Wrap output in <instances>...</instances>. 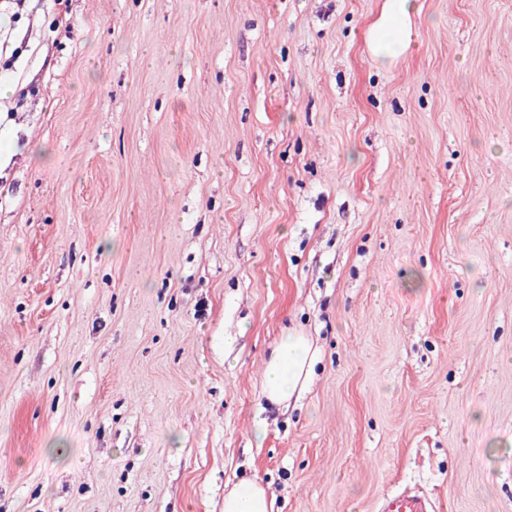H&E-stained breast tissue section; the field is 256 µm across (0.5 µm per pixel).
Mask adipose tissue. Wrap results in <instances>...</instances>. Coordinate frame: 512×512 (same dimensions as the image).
<instances>
[{
  "label": "adipose tissue",
  "mask_w": 512,
  "mask_h": 512,
  "mask_svg": "<svg viewBox=\"0 0 512 512\" xmlns=\"http://www.w3.org/2000/svg\"><path fill=\"white\" fill-rule=\"evenodd\" d=\"M415 0H386L383 13L372 29L377 56L392 58L410 43L409 16ZM318 361L311 339L297 332L282 336L269 356L263 374V394L274 404L302 396L308 389ZM224 512H270L265 487L258 479L236 483L224 498Z\"/></svg>",
  "instance_id": "obj_1"
}]
</instances>
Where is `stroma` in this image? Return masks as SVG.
Returning a JSON list of instances; mask_svg holds the SVG:
<instances>
[{
    "label": "stroma",
    "mask_w": 512,
    "mask_h": 512,
    "mask_svg": "<svg viewBox=\"0 0 512 512\" xmlns=\"http://www.w3.org/2000/svg\"><path fill=\"white\" fill-rule=\"evenodd\" d=\"M381 4L0 0V512H512V0ZM414 7V0H386L383 13L372 29V45L377 56L393 58L405 52L410 43L409 15ZM318 361V349L308 336L288 331L266 361L263 395L274 404L290 402L308 389ZM224 512H271L262 482L251 478L236 483L224 496ZM379 508L380 512H429L422 497L406 492L385 497Z\"/></svg>",
    "instance_id": "35a3bbf8"
}]
</instances>
